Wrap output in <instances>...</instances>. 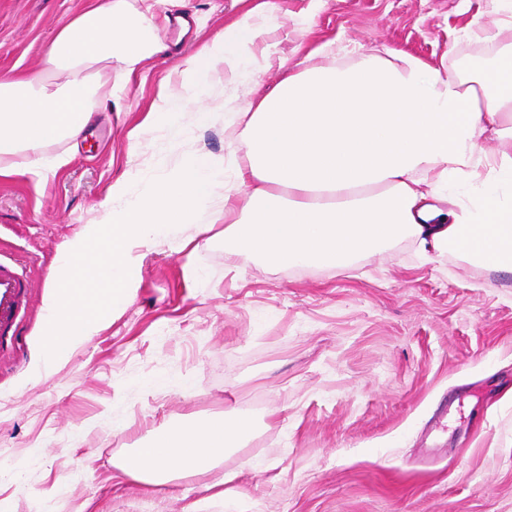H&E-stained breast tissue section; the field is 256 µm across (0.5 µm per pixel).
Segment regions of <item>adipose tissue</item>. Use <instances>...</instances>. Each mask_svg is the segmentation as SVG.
Listing matches in <instances>:
<instances>
[{"mask_svg":"<svg viewBox=\"0 0 512 512\" xmlns=\"http://www.w3.org/2000/svg\"><path fill=\"white\" fill-rule=\"evenodd\" d=\"M157 0H87L43 49L38 72L0 75V174L52 167L45 149L77 141L113 76L130 81L167 47L158 35ZM261 36L236 21L182 64L184 94L161 88L159 103L128 133L129 170L117 179L100 222L87 225L59 253L52 293L38 327L42 378L135 297L147 250L160 242L185 251L211 231L204 215L224 207V248L290 269H337L357 256L411 239L422 253L455 251L470 262L512 272V40L483 31L497 50L471 75L392 51L337 64L343 48L327 41L257 102L234 115L240 138L230 160L201 149L176 164L144 159L140 140L163 131L179 137L201 124V78L217 63L238 69L241 47ZM497 139L495 150L484 141ZM23 152V168L8 156ZM153 177L143 191L135 182ZM251 423L240 417L171 421L126 460L123 473L154 483L175 467L212 476L241 447Z\"/></svg>","mask_w":512,"mask_h":512,"instance_id":"ef3b65f1","label":"adipose tissue"}]
</instances>
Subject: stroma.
I'll list each match as a JSON object with an SVG mask.
<instances>
[{
    "label": "stroma",
    "instance_id": "stroma-1",
    "mask_svg": "<svg viewBox=\"0 0 512 512\" xmlns=\"http://www.w3.org/2000/svg\"><path fill=\"white\" fill-rule=\"evenodd\" d=\"M85 0H0V74L41 68V50ZM169 55L99 107L79 143L47 148L62 167L0 176V252L32 285L18 342L0 353V512H512V274L412 240L342 270L266 266L162 242L134 301L37 385L38 319L59 249L100 216L127 170L126 138L180 91L181 58L241 17L263 32L250 83L225 120L188 139L234 149L227 118L267 93L309 45L388 46L471 71L481 34L512 0H161ZM196 266L202 280L186 276ZM244 417L252 433L221 462L237 501L208 477L131 480L122 460L171 417Z\"/></svg>",
    "mask_w": 512,
    "mask_h": 512
}]
</instances>
